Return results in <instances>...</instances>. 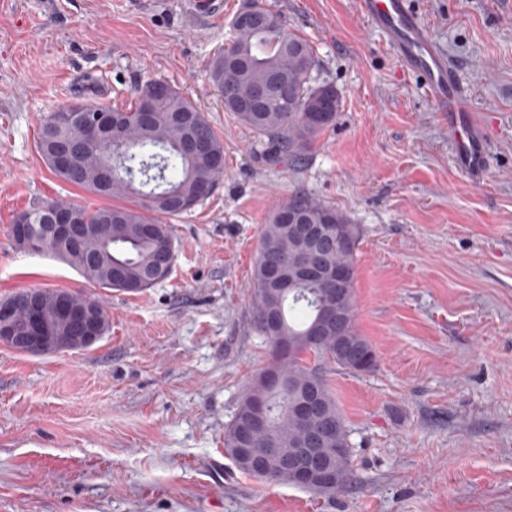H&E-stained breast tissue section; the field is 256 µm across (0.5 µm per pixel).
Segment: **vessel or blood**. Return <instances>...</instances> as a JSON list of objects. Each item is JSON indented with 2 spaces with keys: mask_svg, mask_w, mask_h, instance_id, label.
Returning a JSON list of instances; mask_svg holds the SVG:
<instances>
[{
  "mask_svg": "<svg viewBox=\"0 0 512 512\" xmlns=\"http://www.w3.org/2000/svg\"><path fill=\"white\" fill-rule=\"evenodd\" d=\"M361 13L382 36L401 66L424 78L427 99L448 115L458 167L470 181L486 168L487 138L473 121L470 93L447 55L426 34L409 0H359Z\"/></svg>",
  "mask_w": 512,
  "mask_h": 512,
  "instance_id": "obj_1",
  "label": "vessel or blood"
}]
</instances>
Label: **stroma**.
Segmentation results:
<instances>
[{"mask_svg": "<svg viewBox=\"0 0 512 512\" xmlns=\"http://www.w3.org/2000/svg\"><path fill=\"white\" fill-rule=\"evenodd\" d=\"M191 0H0V299L29 289L101 299L83 351L0 346V512H512V0H410L468 85L490 153L459 171L448 115L428 102L357 0H262L314 47L336 123L299 163H275L226 112L206 64L247 0L198 21ZM161 79L224 142V174L170 218L175 262L139 294L98 288L20 250L19 213L107 198L67 184L38 124L80 100L126 108ZM361 228L356 328L377 366L326 378L350 431L344 489L323 498L242 474L224 427L270 347L251 324L260 231L294 194Z\"/></svg>", "mask_w": 512, "mask_h": 512, "instance_id": "1", "label": "stroma"}]
</instances>
